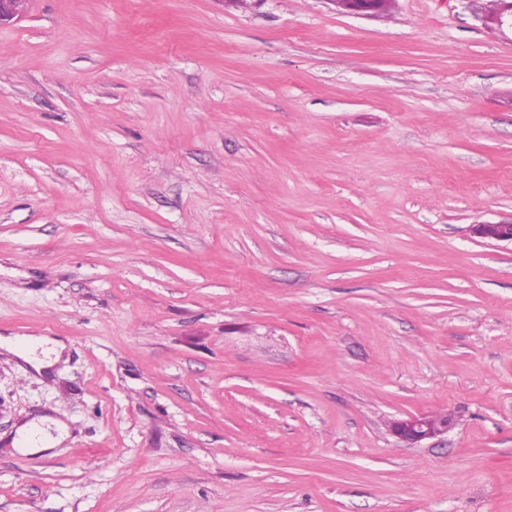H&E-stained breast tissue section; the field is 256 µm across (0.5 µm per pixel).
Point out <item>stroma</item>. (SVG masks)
I'll return each instance as SVG.
<instances>
[{"instance_id":"obj_1","label":"stroma","mask_w":512,"mask_h":512,"mask_svg":"<svg viewBox=\"0 0 512 512\" xmlns=\"http://www.w3.org/2000/svg\"><path fill=\"white\" fill-rule=\"evenodd\" d=\"M482 0H29L0 27V512H512V32ZM445 413L408 447L392 420ZM39 414L68 437L11 441ZM336 5L348 12L358 14H377L389 9L395 0H332ZM475 236L495 241H510L512 243V221L497 224H475L472 226ZM1 346L15 353L40 374L43 370L49 368L53 361L59 359L65 348L62 342L46 336L30 337L24 342H18L16 338L12 337L0 336Z\"/></svg>"}]
</instances>
